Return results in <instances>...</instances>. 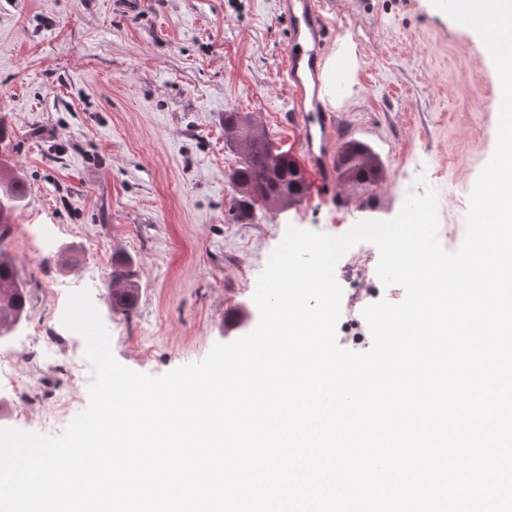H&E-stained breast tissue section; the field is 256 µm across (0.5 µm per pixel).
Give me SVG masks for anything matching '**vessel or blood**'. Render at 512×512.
Listing matches in <instances>:
<instances>
[{"label": "vessel or blood", "mask_w": 512, "mask_h": 512, "mask_svg": "<svg viewBox=\"0 0 512 512\" xmlns=\"http://www.w3.org/2000/svg\"><path fill=\"white\" fill-rule=\"evenodd\" d=\"M280 7L290 23L289 44L281 72L293 102L289 127L298 133V148L309 179L320 191L335 177L326 150L334 137V129L326 107L306 111V82L322 80L321 51L330 41L333 24L323 14L322 0H281Z\"/></svg>", "instance_id": "vessel-or-blood-1"}]
</instances>
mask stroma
Wrapping results in <instances>:
<instances>
[{"label": "stroma", "mask_w": 512, "mask_h": 512, "mask_svg": "<svg viewBox=\"0 0 512 512\" xmlns=\"http://www.w3.org/2000/svg\"><path fill=\"white\" fill-rule=\"evenodd\" d=\"M338 23L327 57L347 70L329 104L330 153L369 143L385 166L375 207L349 190L308 191L292 208L237 224L227 216L239 156L224 115L243 112L281 151L291 97L281 65L289 24L279 0H0V167L27 197L0 248L29 291L16 331L20 381L88 404L68 367L81 336L61 323L52 290L89 289L121 364L150 376L202 360L258 324L257 278L287 226L341 235L390 220L425 176L438 198V240L456 252L468 199L496 144V70L478 34L431 0H327ZM79 252L78 270L61 253ZM131 261V319L106 297L113 256ZM53 331L54 360L23 337Z\"/></svg>", "instance_id": "35a3bbf8"}]
</instances>
